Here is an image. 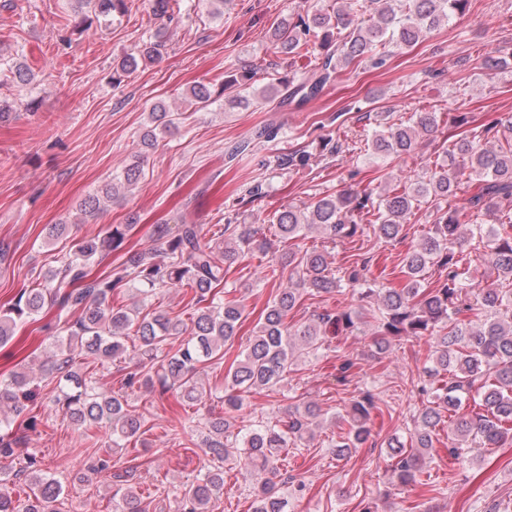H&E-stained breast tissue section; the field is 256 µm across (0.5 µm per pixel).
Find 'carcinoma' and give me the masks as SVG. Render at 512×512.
<instances>
[{
	"label": "carcinoma",
	"instance_id": "1",
	"mask_svg": "<svg viewBox=\"0 0 512 512\" xmlns=\"http://www.w3.org/2000/svg\"><path fill=\"white\" fill-rule=\"evenodd\" d=\"M78 2L97 19L127 11L126 0ZM400 2L402 9L397 12L391 0H346L343 8L333 12L315 9L296 20L280 22L274 29L273 43L284 52L311 53L318 41L323 45L334 41L336 48L315 58L311 74L293 86L289 79L278 78L255 93L250 90V73L236 75L231 82L242 87L244 94L225 101V105L246 110L256 100L277 96L283 103L295 98L312 100L342 68L364 58L383 64L388 46L401 50L414 45L441 22L463 14L468 4V0ZM363 9L369 11L368 21L354 22L351 15ZM164 49L161 40L142 43L139 57H126L114 68L113 82H121L124 74L137 69L140 60L155 62ZM148 119L152 129L141 136L138 161L90 196L84 203L85 212L92 215L100 211L101 200L115 202L122 190L138 182L144 162L158 145L155 130L170 134L177 129L174 113L163 103L153 105ZM441 120L440 112L419 111L412 113L406 124L385 126L373 135L372 155H411L418 138L432 134ZM497 127L512 133V116L497 118L491 126L452 142L445 160L435 164L426 177L411 179L401 188L385 189L377 195L369 190L344 189L274 213L271 224L281 242L288 244L274 262L288 269L291 286L281 289L268 303L255 334L226 372L225 410L240 411L250 394L280 386L298 352L316 356L328 336L358 333L361 318L351 308L319 314L303 323L288 321L304 294H329L347 285L371 308L377 353H387L393 342L403 337L435 339L422 387L429 397L428 405L414 417V430L407 437L394 436L388 441L391 482L406 487L417 481L433 448V434L448 415L455 418V455L464 448H496L512 439V209L502 208V202L512 203V141L506 149L481 144ZM312 162V156L294 152L266 158L262 165L306 167ZM466 182L473 184L476 192L468 199L464 213L452 206V201ZM429 197L439 217L402 258L405 283L397 288L377 283L368 275L365 261L334 267L327 249L299 245L313 230L327 235L333 245L352 239L363 230L366 220L377 226L380 237L396 240L409 216ZM487 214L495 215L496 223L485 226L478 222L479 216ZM464 227L470 237L483 244L479 257L496 273L495 283L489 286L471 282L473 259L463 254ZM128 228L127 224H113L102 236L79 242L61 269L51 274L59 280L58 286L26 288L7 311L0 313V347L13 338L18 320L38 315L47 304L77 314L65 323L64 335L51 337L56 351L42 363L40 371L65 377V389L56 399L64 418L87 430L106 429L115 448L137 443L145 433V420L124 395L96 390L86 373L73 369L75 359L91 365L121 358L128 353L127 339L132 336L138 341L135 351L141 370L127 373L122 386L161 395L174 390L186 405H199L205 396L198 381L199 369L215 358H224V345L235 339L243 314L238 302L217 297L216 289L224 284V266L264 252L257 230L250 224L236 223L234 217L225 218L221 234L228 233L230 238L220 243L207 239L198 224H181L173 236L162 224L157 229L162 247L133 253L105 277L90 276V263L121 248ZM431 267L439 270V279L434 287L424 288L421 281ZM130 283L135 284L139 299L129 308L112 306V293ZM184 286L193 291L195 312L190 323L144 311L145 300L155 291ZM172 339L179 340V346L163 351ZM35 380L24 372L0 383V412L5 414L0 419V462L11 468L20 466L28 489L26 499L19 501L0 483V512H54L64 494L62 485L39 468L36 457L21 460L15 453L21 435L12 430L7 414L20 415L35 404L39 398ZM469 400L476 402L478 410L464 412ZM374 408V396L369 391L352 401L344 418L348 432L336 444L339 455L369 440ZM322 416L321 408L309 402L285 420H262L237 431L231 429L224 415L198 418L196 424L207 429L205 462L183 489L181 512H210L213 498L224 491V460L231 448L236 450L240 469L260 479L252 512H286L287 502L278 494L272 477L279 473L284 452L300 447L313 435ZM112 512H141L134 488L125 489L119 499L112 500Z\"/></svg>",
	"mask_w": 512,
	"mask_h": 512
}]
</instances>
